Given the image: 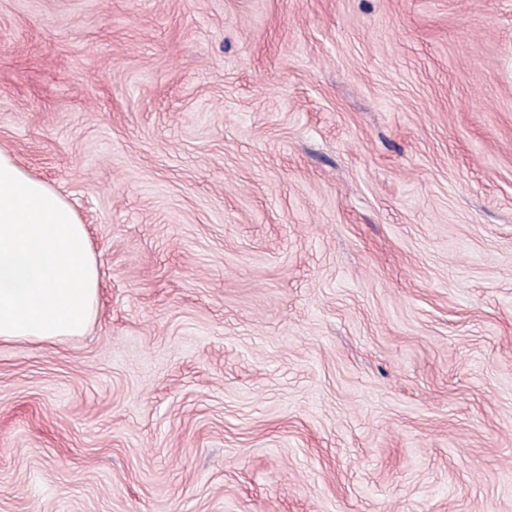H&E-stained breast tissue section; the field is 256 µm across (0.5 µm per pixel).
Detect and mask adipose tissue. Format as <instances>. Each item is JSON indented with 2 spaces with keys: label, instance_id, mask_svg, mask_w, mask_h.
Returning <instances> with one entry per match:
<instances>
[{
  "label": "adipose tissue",
  "instance_id": "ef3b65f1",
  "mask_svg": "<svg viewBox=\"0 0 512 512\" xmlns=\"http://www.w3.org/2000/svg\"><path fill=\"white\" fill-rule=\"evenodd\" d=\"M99 286L75 208L0 148V341L82 334L97 316Z\"/></svg>",
  "mask_w": 512,
  "mask_h": 512
}]
</instances>
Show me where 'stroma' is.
I'll use <instances>...</instances> for the list:
<instances>
[{
	"label": "stroma",
	"mask_w": 512,
	"mask_h": 512,
	"mask_svg": "<svg viewBox=\"0 0 512 512\" xmlns=\"http://www.w3.org/2000/svg\"><path fill=\"white\" fill-rule=\"evenodd\" d=\"M0 147L100 270L0 512H512V0H0Z\"/></svg>",
	"instance_id": "obj_1"
}]
</instances>
